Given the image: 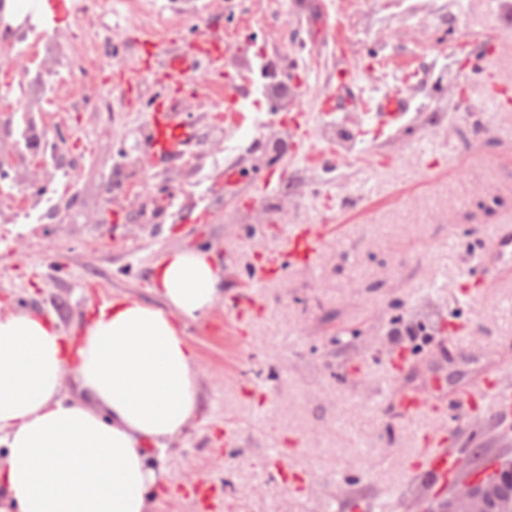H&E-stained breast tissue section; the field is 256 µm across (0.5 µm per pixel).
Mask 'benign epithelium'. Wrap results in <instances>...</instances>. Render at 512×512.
I'll use <instances>...</instances> for the list:
<instances>
[{
  "instance_id": "7a95c632",
  "label": "benign epithelium",
  "mask_w": 512,
  "mask_h": 512,
  "mask_svg": "<svg viewBox=\"0 0 512 512\" xmlns=\"http://www.w3.org/2000/svg\"><path fill=\"white\" fill-rule=\"evenodd\" d=\"M464 469L469 478L455 483L446 498L434 495L435 504L425 512H512V494L504 479L512 477V461H489L486 450L466 451Z\"/></svg>"
}]
</instances>
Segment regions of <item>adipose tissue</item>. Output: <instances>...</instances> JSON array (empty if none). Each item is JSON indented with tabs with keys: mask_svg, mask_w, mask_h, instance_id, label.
Returning a JSON list of instances; mask_svg holds the SVG:
<instances>
[{
	"mask_svg": "<svg viewBox=\"0 0 512 512\" xmlns=\"http://www.w3.org/2000/svg\"><path fill=\"white\" fill-rule=\"evenodd\" d=\"M152 278L162 306L104 303L73 351L53 320L0 314V495L15 512H154L148 492L171 481V445L200 411L181 323L223 299L224 271L214 252L175 249Z\"/></svg>",
	"mask_w": 512,
	"mask_h": 512,
	"instance_id": "1",
	"label": "adipose tissue"
}]
</instances>
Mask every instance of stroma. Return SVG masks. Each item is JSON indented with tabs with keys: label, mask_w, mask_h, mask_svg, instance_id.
Segmentation results:
<instances>
[{
	"label": "stroma",
	"mask_w": 512,
	"mask_h": 512,
	"mask_svg": "<svg viewBox=\"0 0 512 512\" xmlns=\"http://www.w3.org/2000/svg\"><path fill=\"white\" fill-rule=\"evenodd\" d=\"M18 1L57 37L53 53L36 41L28 54L34 74L52 58L55 84L22 99L18 77L0 69V311L55 314L75 340L112 298L161 305L152 267L168 251L234 249L223 301L182 322L199 354L201 410L171 449L174 491L160 512H423L421 463L437 442L512 457V408H454L487 383L512 390V266L474 273L512 228V0H311L302 16L290 0H107L95 23L112 40L96 52L116 64L91 92L68 49L79 0L0 7ZM156 14L170 20L166 39L186 44L220 22L231 59L209 94L231 85L243 99L227 117L180 98L192 143L144 170L135 160L157 87L113 88L149 62ZM404 29L424 37L399 41ZM489 31L498 40L474 53ZM326 90L342 113L372 111L392 90L410 110L381 131L366 121L360 153L343 159L319 136ZM465 103L470 119L424 134L421 114ZM260 115L256 140L225 154L226 136ZM466 138L476 154L463 152ZM230 172L241 182L227 185ZM296 224L325 240L315 263L256 285L254 269ZM244 294L255 317L243 335L232 308ZM407 394L440 415L402 418ZM275 448L294 474L281 493ZM201 482L210 500L193 498Z\"/></svg>",
	"instance_id": "stroma-1"
}]
</instances>
